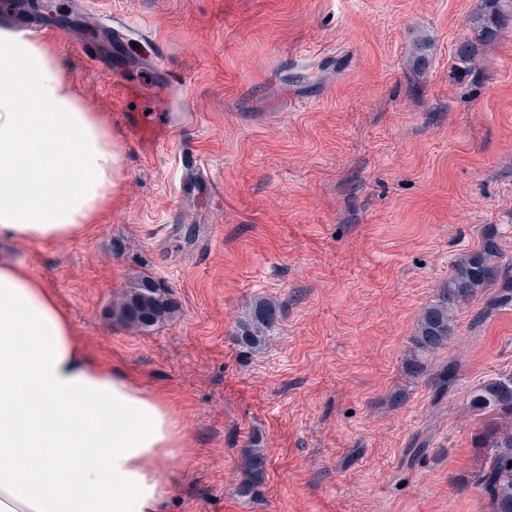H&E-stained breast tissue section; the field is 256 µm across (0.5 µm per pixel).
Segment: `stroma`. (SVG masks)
Instances as JSON below:
<instances>
[{
  "label": "stroma",
  "mask_w": 512,
  "mask_h": 512,
  "mask_svg": "<svg viewBox=\"0 0 512 512\" xmlns=\"http://www.w3.org/2000/svg\"><path fill=\"white\" fill-rule=\"evenodd\" d=\"M60 2L58 54L121 142L120 202L86 233L1 241L0 256L180 412L189 452L170 463L168 512H489L463 482L480 426L470 397L512 372V303H472L422 372L408 361L454 263L490 233L512 263V22L481 39L490 0ZM107 14L163 44L184 80L150 157L124 138L110 76L161 80ZM142 273L178 309L132 330L113 310ZM260 298L279 314L250 351L234 334ZM451 364L456 384L438 394ZM418 435L429 446L412 460ZM251 448L265 457L256 485Z\"/></svg>",
  "instance_id": "obj_1"
}]
</instances>
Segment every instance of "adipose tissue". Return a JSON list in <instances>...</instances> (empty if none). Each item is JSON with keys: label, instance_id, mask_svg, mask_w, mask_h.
<instances>
[{"label": "adipose tissue", "instance_id": "1", "mask_svg": "<svg viewBox=\"0 0 512 512\" xmlns=\"http://www.w3.org/2000/svg\"><path fill=\"white\" fill-rule=\"evenodd\" d=\"M122 151L54 41L0 27V240L63 241L117 200ZM188 433L105 363L55 294L0 262V512H162Z\"/></svg>", "mask_w": 512, "mask_h": 512}]
</instances>
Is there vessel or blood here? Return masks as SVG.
I'll return each mask as SVG.
<instances>
[{
    "label": "vessel or blood",
    "instance_id": "1",
    "mask_svg": "<svg viewBox=\"0 0 512 512\" xmlns=\"http://www.w3.org/2000/svg\"><path fill=\"white\" fill-rule=\"evenodd\" d=\"M149 62L164 77L163 87L173 91L180 86L179 76L167 66V56L159 43H151ZM111 96L115 111L119 112L126 137L142 148L145 154H153L161 147L166 126L161 122L160 107L144 99L139 84L124 80L121 74H114Z\"/></svg>",
    "mask_w": 512,
    "mask_h": 512
}]
</instances>
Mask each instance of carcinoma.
Returning a JSON list of instances; mask_svg holds the SVG:
<instances>
[{
	"label": "carcinoma",
	"instance_id": "obj_1",
	"mask_svg": "<svg viewBox=\"0 0 512 512\" xmlns=\"http://www.w3.org/2000/svg\"><path fill=\"white\" fill-rule=\"evenodd\" d=\"M493 19L486 23L484 34L493 37L498 28L512 20V0H491ZM502 252L496 238H485L479 249L459 261L424 310L416 335L412 339L410 367L419 372L421 359L432 355L450 342L456 329V316L479 294L500 285L498 297L488 301L484 313L504 302H512V267L500 262ZM177 309V302L148 274L137 277L119 300L114 314L133 329L156 325ZM277 320L274 303L259 299L253 302L237 323V342L258 350L266 346ZM456 370L446 367L435 378L439 393L451 390ZM471 408L482 416V427L474 437L476 465L466 481L481 488L488 498L489 512H512V373L492 378L475 388ZM264 478L263 455L248 451L247 479L255 484Z\"/></svg>",
	"mask_w": 512,
	"mask_h": 512
}]
</instances>
